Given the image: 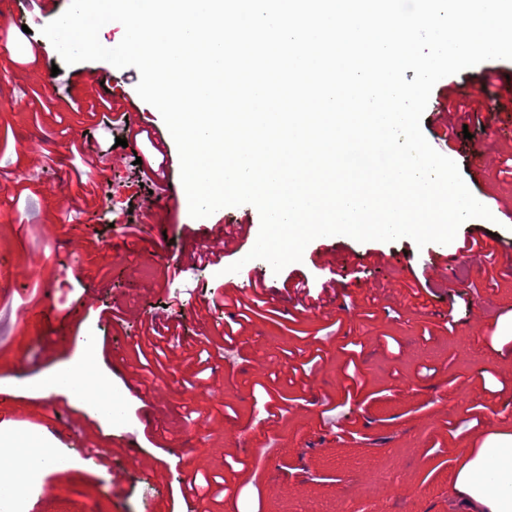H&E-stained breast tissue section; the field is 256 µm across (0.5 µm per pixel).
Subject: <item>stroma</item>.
<instances>
[{
	"label": "stroma",
	"instance_id": "1",
	"mask_svg": "<svg viewBox=\"0 0 512 512\" xmlns=\"http://www.w3.org/2000/svg\"><path fill=\"white\" fill-rule=\"evenodd\" d=\"M70 0H57L49 11L29 0H14L0 22V265L11 274L0 280V381L21 380L44 372L71 354L72 336L87 331L102 350V364L126 388L124 419L115 426L91 418L66 396L48 398L8 393L0 407V425L41 430L72 455H79L77 437L100 445L101 454L65 477L43 474L42 484L55 489L67 512H146L154 497H162L168 512H190L181 483L185 462L200 472L226 477L235 500L223 512H349L353 482L370 487L400 473L419 487L432 484L435 468L452 448H480L500 430L498 413L512 414V385L501 388L495 370L498 349L512 350V176L501 173L502 159L512 157V60H488L439 80L421 118V130L440 153L453 159L470 192L492 213L490 221L462 224L457 235L482 232L500 246L493 263L500 274L496 286L486 284L485 264L468 256L449 262L442 280L431 282L424 303L414 307L401 297L415 278L424 276L433 257L448 254L446 245L417 247L413 240L358 242L341 235L313 240L301 262L281 272L256 259L230 272L242 254L250 252L260 218L250 205L224 207L194 218L184 207L180 160L174 140L159 111L136 92V68H116L105 61L62 64L42 29L57 18ZM28 34H21V27ZM495 70L481 121L469 124L468 137L444 142L440 124L448 102L470 93L485 70ZM67 93L80 106L68 111L57 101ZM111 98L113 112L99 111ZM96 115H89V108ZM145 113L147 134L128 138L126 146L111 147L113 165L99 170L100 199L85 204L74 169L80 164L72 144L109 137L114 113ZM167 146L163 185L145 186L135 160L155 155L156 141ZM481 145L492 158L476 164L470 144ZM124 186L123 208L139 212L149 198L162 202L152 220L136 235L109 226L103 216L113 182ZM249 223L250 232L237 249L224 252L219 264L191 271L192 256L204 244L211 227ZM331 253L333 266L319 256ZM382 255L379 264L372 254ZM82 281H75V273ZM197 291L183 307L166 310L171 280ZM334 280L338 293L323 285ZM262 281L269 288L264 303L251 315L246 334L254 343L244 358L226 364L215 335L232 319L224 305L223 287H247ZM306 283L311 297L326 300L340 326L322 342L323 359L300 400L288 402L278 425L257 424L266 394L258 388L261 374L287 371L288 351L306 347L322 323L303 311L294 293ZM374 297L376 317L368 319L365 297ZM53 308L62 319L57 330L26 319V312ZM488 323L484 331L472 325L475 315ZM176 325L180 346L152 358L140 382L129 377L145 321ZM453 332H446V322ZM213 336L208 348L210 377L190 378L178 362L182 344L201 334ZM359 344L358 354L370 378V391L358 411L322 410L325 397L343 385V346ZM262 372H254V362ZM496 390L493 410L484 414L478 431L470 429V394ZM368 435L365 443L351 440L320 447L311 458L318 482L306 484L307 498L288 497L297 485L290 476L295 448L317 438L332 420ZM133 449L144 470L113 482V469L125 467L124 449ZM249 464L244 474H232L236 459Z\"/></svg>",
	"mask_w": 512,
	"mask_h": 512
}]
</instances>
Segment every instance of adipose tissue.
<instances>
[{
	"instance_id": "1",
	"label": "adipose tissue",
	"mask_w": 512,
	"mask_h": 512,
	"mask_svg": "<svg viewBox=\"0 0 512 512\" xmlns=\"http://www.w3.org/2000/svg\"><path fill=\"white\" fill-rule=\"evenodd\" d=\"M28 386L44 397L66 393L101 422L122 420L123 393L103 368L100 348L92 336H76L70 358L30 378ZM76 466V460L59 454L42 432L1 430L0 512H9L17 502L28 499L31 476L64 473ZM448 500L457 512H512V434L481 448L478 461L457 467Z\"/></svg>"
}]
</instances>
